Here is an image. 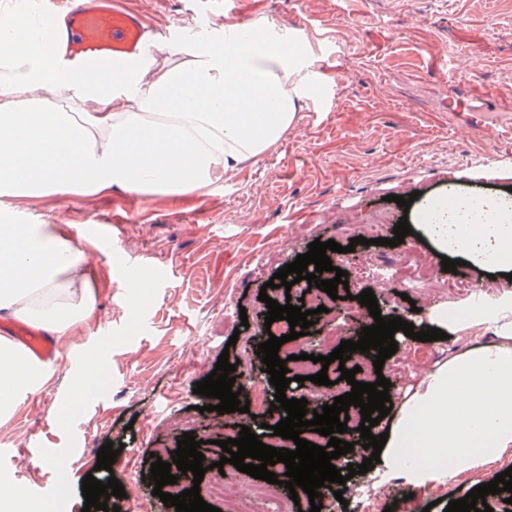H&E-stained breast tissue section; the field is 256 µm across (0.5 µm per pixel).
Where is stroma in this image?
Masks as SVG:
<instances>
[{"instance_id": "35a3bbf8", "label": "stroma", "mask_w": 512, "mask_h": 512, "mask_svg": "<svg viewBox=\"0 0 512 512\" xmlns=\"http://www.w3.org/2000/svg\"><path fill=\"white\" fill-rule=\"evenodd\" d=\"M169 42L197 39L231 22L252 28L270 21L280 50L301 45L311 67L296 127L261 160L190 198L134 193L55 195L2 200L0 211L40 224L77 225L94 254L99 292L96 319L66 355L73 368L55 370L0 421V482L34 491L55 485L69 508L82 512V480L127 476L154 512H172L153 496L148 458L173 448L166 424L192 406L196 440L221 455L224 418L207 411L196 382L214 370L221 353L240 369L261 371L256 323L266 305L260 294L285 303V288L267 283L310 243L343 246L336 265L401 259L408 248L429 252L417 235L394 247L351 245L339 231L348 210L387 216L405 213L395 196L437 197L457 184L485 197L512 186V5L507 0H241L236 15L201 22L197 0H136ZM499 163L495 176L479 160ZM140 278L150 300L138 311L129 282ZM245 308L248 324L233 330L225 310ZM107 361V381L91 391L68 427L47 418L65 406L77 365ZM69 455L73 477H56L27 459L31 443ZM119 446L111 470L97 469L105 442ZM471 474L448 482L407 484L409 500L393 512H444L447 501L476 487Z\"/></svg>"}]
</instances>
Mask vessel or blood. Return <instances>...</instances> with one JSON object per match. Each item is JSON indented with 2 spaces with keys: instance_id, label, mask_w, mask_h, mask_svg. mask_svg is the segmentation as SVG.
Returning <instances> with one entry per match:
<instances>
[{
  "instance_id": "vessel-or-blood-1",
  "label": "vessel or blood",
  "mask_w": 512,
  "mask_h": 512,
  "mask_svg": "<svg viewBox=\"0 0 512 512\" xmlns=\"http://www.w3.org/2000/svg\"><path fill=\"white\" fill-rule=\"evenodd\" d=\"M36 9L45 16L66 14V52L69 61L84 72L95 62L126 57L139 51L150 37L144 14L129 6L127 0H35ZM16 338L37 357L57 361L58 345L44 333L15 325Z\"/></svg>"
}]
</instances>
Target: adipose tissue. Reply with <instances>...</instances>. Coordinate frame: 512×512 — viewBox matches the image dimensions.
Listing matches in <instances>:
<instances>
[{
	"label": "adipose tissue",
	"instance_id": "adipose-tissue-1",
	"mask_svg": "<svg viewBox=\"0 0 512 512\" xmlns=\"http://www.w3.org/2000/svg\"><path fill=\"white\" fill-rule=\"evenodd\" d=\"M271 27L244 48L207 39L148 43L96 77L48 48L34 16L0 14V197L192 196L259 160L290 131L309 80L305 63L268 53ZM416 205L414 228L434 251L512 269V199ZM96 273L75 225L0 220V319L29 322L71 344L96 317ZM387 421L373 472L450 480L512 449V323L431 365ZM27 352L0 337V418L44 383Z\"/></svg>",
	"mask_w": 512,
	"mask_h": 512
}]
</instances>
